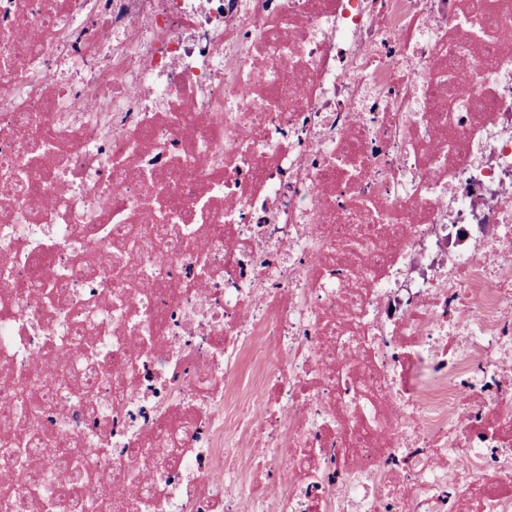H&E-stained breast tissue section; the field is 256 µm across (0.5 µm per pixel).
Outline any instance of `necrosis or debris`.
Wrapping results in <instances>:
<instances>
[{
  "mask_svg": "<svg viewBox=\"0 0 512 512\" xmlns=\"http://www.w3.org/2000/svg\"><path fill=\"white\" fill-rule=\"evenodd\" d=\"M19 377L100 477L185 417L134 512H512V0H0Z\"/></svg>",
  "mask_w": 512,
  "mask_h": 512,
  "instance_id": "1",
  "label": "necrosis or debris"
}]
</instances>
